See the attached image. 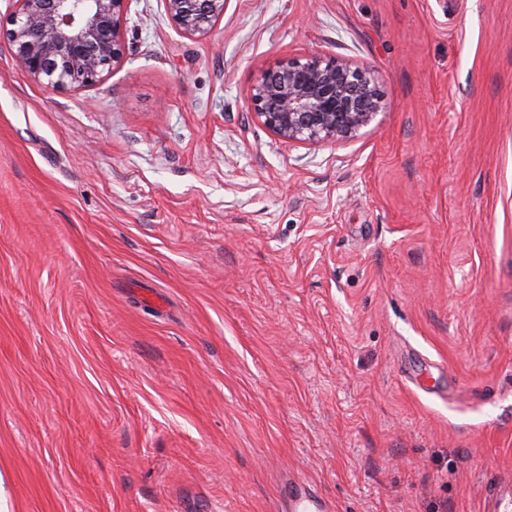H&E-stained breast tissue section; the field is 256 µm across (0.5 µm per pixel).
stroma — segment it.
I'll use <instances>...</instances> for the list:
<instances>
[{
    "label": "stroma",
    "instance_id": "stroma-1",
    "mask_svg": "<svg viewBox=\"0 0 512 512\" xmlns=\"http://www.w3.org/2000/svg\"><path fill=\"white\" fill-rule=\"evenodd\" d=\"M52 91L0 38V512H484L512 478V0H130ZM369 69L274 135L275 63ZM175 25L185 34L206 35L224 14V0H165ZM250 105L275 135L299 143L345 140L381 109L373 74L324 56L280 61L252 87ZM288 495L285 497L282 512H331L330 507L316 488L309 482L288 477Z\"/></svg>",
    "mask_w": 512,
    "mask_h": 512
}]
</instances>
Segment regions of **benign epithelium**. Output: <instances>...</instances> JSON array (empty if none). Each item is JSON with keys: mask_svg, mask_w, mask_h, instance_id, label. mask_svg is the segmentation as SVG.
<instances>
[{"mask_svg": "<svg viewBox=\"0 0 512 512\" xmlns=\"http://www.w3.org/2000/svg\"><path fill=\"white\" fill-rule=\"evenodd\" d=\"M6 37L19 66L53 90L89 87L124 53L121 22L129 0H18ZM185 34L206 35L224 0H165ZM250 105L275 135L328 143L354 136L381 109L373 74L324 56L280 61L252 87Z\"/></svg>", "mask_w": 512, "mask_h": 512, "instance_id": "benign-epithelium-1", "label": "benign epithelium"}]
</instances>
